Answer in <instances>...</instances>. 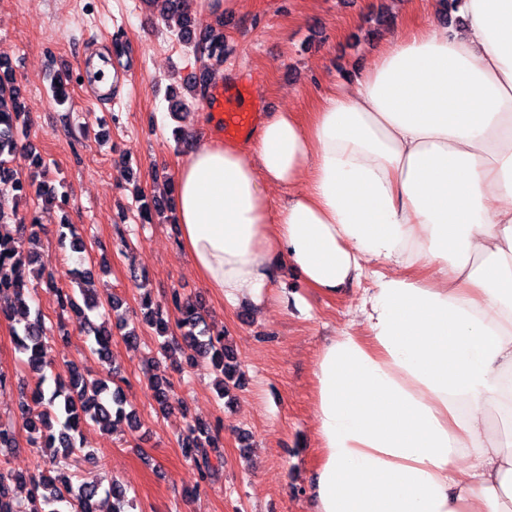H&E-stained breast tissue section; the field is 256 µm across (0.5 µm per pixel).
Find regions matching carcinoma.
<instances>
[{"label": "carcinoma", "instance_id": "cac0c4a2", "mask_svg": "<svg viewBox=\"0 0 512 512\" xmlns=\"http://www.w3.org/2000/svg\"><path fill=\"white\" fill-rule=\"evenodd\" d=\"M161 20L178 38L188 41L192 25L188 0H160ZM200 59H224V32L211 28L195 41ZM29 112L14 92V87L0 73V297L8 307L0 314L10 319L24 315V323L13 329L15 344L26 356L25 365L37 377V384L30 394H22L18 404L19 418L27 433L28 444L33 448L51 450L45 469L36 474H24L0 467V512H93L99 494L97 483H75L68 472L70 456L84 447L82 426L92 423L107 432L120 421H127L132 429L138 428L134 414L124 410L118 391L110 390L109 381H88L79 367L70 368L69 379L58 381L54 390L47 392L42 384L52 365L51 329L45 324L40 308L34 306L35 289L29 286L19 270L41 262L36 245L41 241L43 227L35 212L19 215V200L33 198L46 204L64 207L68 193L43 187L41 178L48 174L49 166L41 156L26 151L23 140L28 136ZM25 157L28 165L38 170V176L25 180L15 168L18 156ZM57 241L61 248L71 252H86V243L78 230L68 222L58 225ZM46 279V288L53 293L59 315L72 314L78 323L88 349L101 357L108 354L112 332L94 323L90 314L98 311L101 302L96 289L90 287L91 278L86 271L76 272L77 287L63 290L55 285L53 277H44L43 269L35 275ZM171 304L178 311L176 324L181 340L172 336L169 321L162 306L146 292L141 306L146 309L144 322L153 328L155 335L164 338L161 349L166 355L180 350L187 363L205 364L223 376L219 390L226 388V380L233 378L236 365L224 344V333L214 332L205 323L199 303L182 301L174 290ZM218 431L199 422H188L183 437L187 457L198 467L204 480L217 473L214 462L221 461L218 450ZM17 444L15 423L0 421V448H14ZM27 483L30 486L27 503L16 501L11 485Z\"/></svg>", "mask_w": 512, "mask_h": 512}]
</instances>
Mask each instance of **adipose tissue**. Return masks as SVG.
Instances as JSON below:
<instances>
[{
    "mask_svg": "<svg viewBox=\"0 0 512 512\" xmlns=\"http://www.w3.org/2000/svg\"><path fill=\"white\" fill-rule=\"evenodd\" d=\"M457 13L175 175L181 246L227 302L261 305L277 263L371 283L315 364L314 512H512V0Z\"/></svg>",
    "mask_w": 512,
    "mask_h": 512,
    "instance_id": "adipose-tissue-1",
    "label": "adipose tissue"
}]
</instances>
